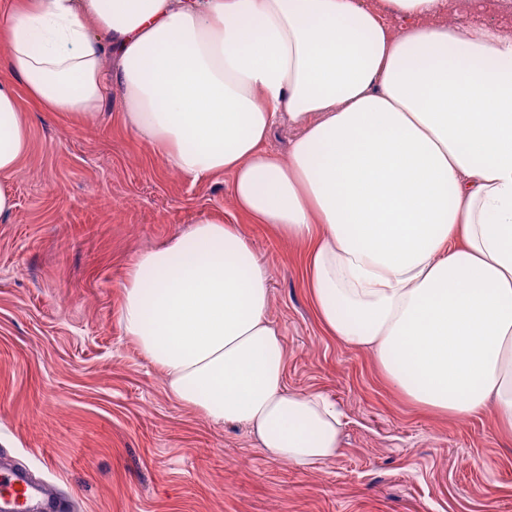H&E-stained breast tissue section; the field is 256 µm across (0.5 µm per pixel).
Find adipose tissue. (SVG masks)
Returning <instances> with one entry per match:
<instances>
[{"instance_id": "adipose-tissue-1", "label": "adipose tissue", "mask_w": 512, "mask_h": 512, "mask_svg": "<svg viewBox=\"0 0 512 512\" xmlns=\"http://www.w3.org/2000/svg\"><path fill=\"white\" fill-rule=\"evenodd\" d=\"M16 0L0 12V173L21 112L96 118L104 87L182 175L232 177L236 212L303 246L326 335L369 352L409 402L512 435V0ZM107 36L98 42L93 30ZM297 128L286 158L265 145ZM270 269L238 222L198 218L125 273L120 324L180 406L300 468L342 416L285 385ZM468 7L464 12L463 9L466 7L468 1L465 0H453L454 5L448 10V17L450 20L454 19L460 12H462L457 21L458 23H467L473 18L481 15L483 13V9L485 4L482 2L483 0H469Z\"/></svg>"}]
</instances>
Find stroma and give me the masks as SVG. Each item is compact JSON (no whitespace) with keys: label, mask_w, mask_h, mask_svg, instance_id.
Masks as SVG:
<instances>
[{"label":"stroma","mask_w":512,"mask_h":512,"mask_svg":"<svg viewBox=\"0 0 512 512\" xmlns=\"http://www.w3.org/2000/svg\"><path fill=\"white\" fill-rule=\"evenodd\" d=\"M31 149L0 222V462L56 485L69 512H512V436L404 400L364 350L323 332L303 249L242 224L271 272L285 384L343 413L335 457L302 469L244 428L172 400L119 322L127 268L203 214L233 218L231 177L169 168L119 91L83 121L21 106Z\"/></svg>","instance_id":"stroma-1"}]
</instances>
